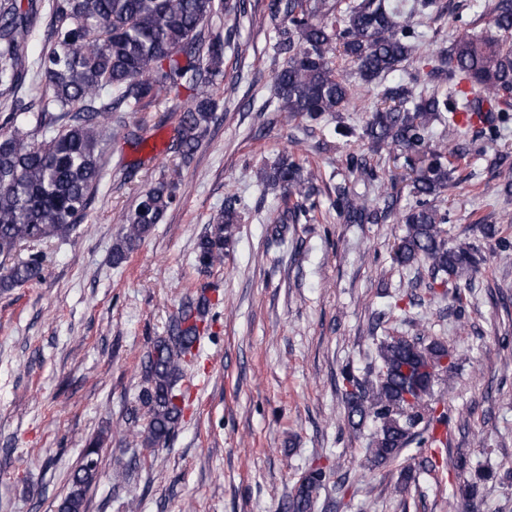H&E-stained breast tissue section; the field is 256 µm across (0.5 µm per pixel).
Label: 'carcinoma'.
Wrapping results in <instances>:
<instances>
[{"instance_id": "obj_1", "label": "carcinoma", "mask_w": 512, "mask_h": 512, "mask_svg": "<svg viewBox=\"0 0 512 512\" xmlns=\"http://www.w3.org/2000/svg\"><path fill=\"white\" fill-rule=\"evenodd\" d=\"M420 0H352L337 17L338 0H267L266 11L283 21L276 43L282 56L272 79V99L285 119L318 121L340 112L353 97L351 75L333 66L340 53L354 63L355 75L370 86L412 59L419 35L411 25L415 10L434 6ZM246 0H52L51 20L44 31V48L32 64L22 56L34 32L37 7L22 9L18 0H0V91L22 87L28 68L42 85L37 110L9 112L0 121V260L11 261L0 274V288H13L44 276L40 255L13 261L24 245L65 240L95 198L105 177V139L100 127L112 113L133 112L155 103L160 95L181 90L193 92L180 110L176 152L188 163L205 140L218 100L208 92L214 83L228 79L224 51L232 31L224 36L206 33L218 15L245 12ZM482 16L490 25L512 33V0H486ZM443 61L460 77V85L439 96L416 91L400 78L380 92L362 132L381 151L397 146L407 152L416 171V203L402 215L406 233L394 245L392 261L408 268L424 264L432 279L455 280L470 286L469 274L483 257L473 245L448 243L440 213L431 199L448 187L447 151L429 142L433 124L451 115L512 110V43L498 35L465 34L456 38ZM66 123L55 126L56 116ZM352 173L370 181L377 174L364 155L346 157ZM315 173L288 152L259 172L265 189H279L285 206L279 224H294L306 213L305 203L314 192ZM180 170L156 182L139 197L126 216L122 235L112 248V264L120 265L162 223L176 202ZM332 206L348 224L377 223L384 218L366 198L338 188ZM241 219L236 202L224 201L223 210L208 225L196 245V264L207 272L224 263V241ZM485 239L512 253V244L498 237L494 224H484ZM208 299L187 295L181 302L167 335L157 338L142 363L144 385L139 402L146 423L128 418L135 445L155 454L170 440L186 407L180 381L198 354L200 325ZM448 357L445 344L403 336H386L377 345L374 377L359 380L344 372V401L352 428L370 419L376 432L370 460L383 464L395 460L409 445L432 446L439 439L430 431L433 406L432 369ZM99 443L91 441L80 466L69 480V491L57 512H84L86 496L99 473ZM332 473L314 464L301 476L288 496L286 512H311Z\"/></svg>"}]
</instances>
